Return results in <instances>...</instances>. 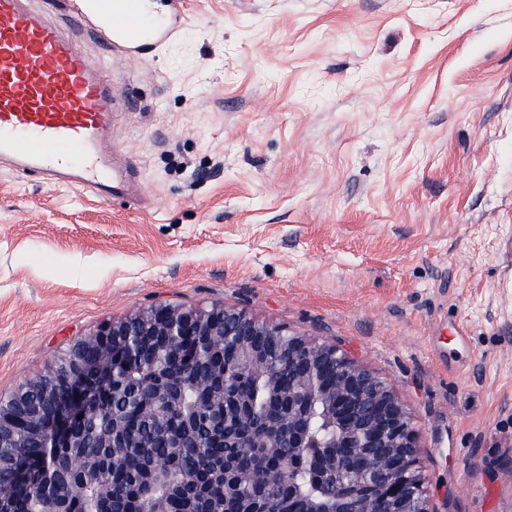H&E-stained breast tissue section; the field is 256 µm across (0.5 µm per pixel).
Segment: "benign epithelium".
Masks as SVG:
<instances>
[{"mask_svg":"<svg viewBox=\"0 0 512 512\" xmlns=\"http://www.w3.org/2000/svg\"><path fill=\"white\" fill-rule=\"evenodd\" d=\"M221 336L224 385L188 403L185 427L169 426L174 403L185 386L209 383L200 367V347ZM172 352L159 367L139 362L148 374L142 403L154 414L158 434L172 448H197L198 427L217 419L208 437L223 438L226 448L264 443L272 466L249 486L236 458L224 457L220 473L224 512H276L264 494L273 476L306 472L320 484L303 512H438L431 507L420 471L418 432L411 414L385 382L360 366L340 344L316 341L285 326L259 322L243 310L156 304L126 319L102 325L71 344L46 373L21 383L0 398V510L11 498L35 502L31 512H77L82 490L112 471L113 449L128 440L118 415L102 428L88 420L99 413V392L121 393L142 347ZM263 390L252 426L241 421L254 413L251 393L241 382ZM325 421L328 434L309 451L312 415ZM164 467L144 464L141 482L165 488L131 500L125 492L100 491L91 512H172L169 499L186 502L188 512H216L211 489L196 477L179 482Z\"/></svg>","mask_w":512,"mask_h":512,"instance_id":"7a95c632","label":"benign epithelium"}]
</instances>
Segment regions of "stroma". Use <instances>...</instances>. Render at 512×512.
Instances as JSON below:
<instances>
[{
    "label": "stroma",
    "instance_id": "35a3bbf8",
    "mask_svg": "<svg viewBox=\"0 0 512 512\" xmlns=\"http://www.w3.org/2000/svg\"><path fill=\"white\" fill-rule=\"evenodd\" d=\"M115 60L139 201L0 170V396L158 303L340 342L418 430L437 512H512V0H151Z\"/></svg>",
    "mask_w": 512,
    "mask_h": 512
}]
</instances>
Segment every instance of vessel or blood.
Here are the masks:
<instances>
[{"label":"vessel or blood","instance_id":"obj_1","mask_svg":"<svg viewBox=\"0 0 512 512\" xmlns=\"http://www.w3.org/2000/svg\"><path fill=\"white\" fill-rule=\"evenodd\" d=\"M68 19L114 54L143 58L176 41L178 15L151 16L147 0H69ZM114 86L62 24L31 0H0V163L108 201L133 192L112 163Z\"/></svg>","mask_w":512,"mask_h":512}]
</instances>
